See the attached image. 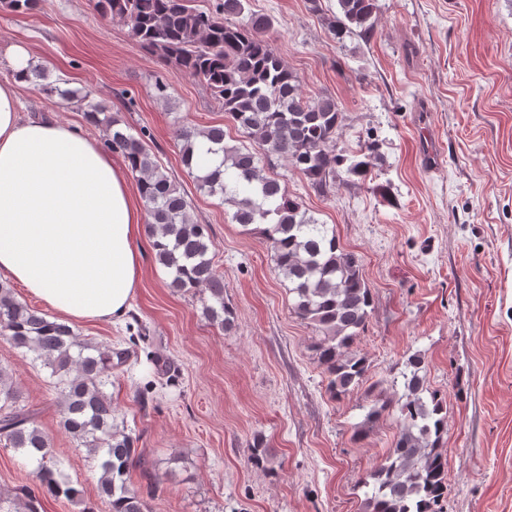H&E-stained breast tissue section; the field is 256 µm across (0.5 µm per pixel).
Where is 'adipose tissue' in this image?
<instances>
[{
    "label": "adipose tissue",
    "instance_id": "1",
    "mask_svg": "<svg viewBox=\"0 0 512 512\" xmlns=\"http://www.w3.org/2000/svg\"><path fill=\"white\" fill-rule=\"evenodd\" d=\"M29 62L15 47L0 83V275L61 320L121 318L142 272L138 187L78 127L21 116Z\"/></svg>",
    "mask_w": 512,
    "mask_h": 512
}]
</instances>
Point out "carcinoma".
<instances>
[{"label": "carcinoma", "instance_id": "cac0c4a2", "mask_svg": "<svg viewBox=\"0 0 512 512\" xmlns=\"http://www.w3.org/2000/svg\"><path fill=\"white\" fill-rule=\"evenodd\" d=\"M91 2L100 18L124 21L145 51L170 61L176 73L201 82L249 140L248 146H229L221 126L197 130L181 122L173 125L180 161L188 172L198 168V138L208 140V152L222 155L219 165L196 176L199 188L232 203V220L241 226L268 225L272 260L295 295L292 311L320 333L313 348L328 374L329 393L336 398L362 385L366 360L352 345L367 327L372 303L363 265L266 170L284 161L324 192L343 173L366 176L375 144L367 141L356 151H336L342 104L329 95L304 94L298 76L266 38L272 20L251 12L246 21H239L247 0H221L212 11L194 7L192 0ZM38 3L0 0V10L28 14ZM338 6L342 16L329 21L336 43L343 44L355 27L362 35L373 32L378 0H338ZM40 90L49 98L58 96L83 107L89 124L111 130L105 146L139 175L145 231L155 261L170 270L169 287L185 294L200 288L209 292L211 302L203 303V316L231 332L234 313L224 304V279L209 257L208 226L191 219V201L165 173L145 134L136 137L121 127L105 99L52 82ZM0 341L34 353L49 370L63 430L96 462L98 496L110 512H147L144 496L129 478L138 459L137 438L114 423L112 396L105 392L112 369L128 360V351L81 338L71 326L17 300L14 289L2 282ZM406 367L405 403L400 406L404 423L384 462L370 474L367 512H441L448 497V462L442 451L446 402L428 391L421 356L410 358ZM37 414L22 399L10 366L1 362L0 440L34 465L33 476L42 491L72 501L76 490L51 438L37 425ZM36 503L32 492L24 501L0 495V512H36Z\"/></svg>", "mask_w": 512, "mask_h": 512}]
</instances>
